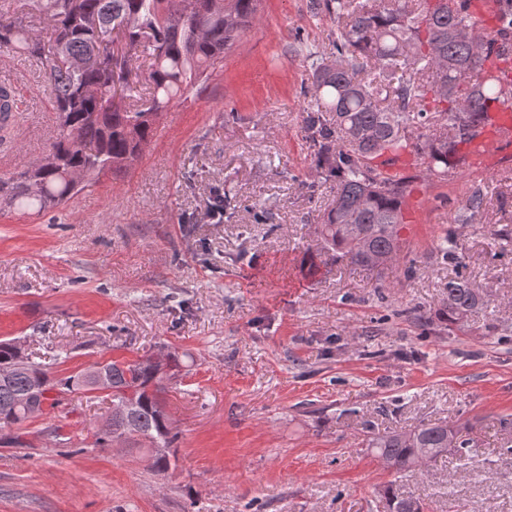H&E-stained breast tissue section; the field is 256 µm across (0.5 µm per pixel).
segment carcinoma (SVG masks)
Segmentation results:
<instances>
[{"label": "carcinoma", "mask_w": 512, "mask_h": 512, "mask_svg": "<svg viewBox=\"0 0 512 512\" xmlns=\"http://www.w3.org/2000/svg\"><path fill=\"white\" fill-rule=\"evenodd\" d=\"M472 0H309L314 14L336 21L328 47L305 48L313 107L305 132L336 198L315 227L310 258L333 254L364 270L400 263L401 224L414 175L395 179L386 167L410 150L419 176L448 181L458 174L450 159L482 124L486 103L512 99V84L498 74L497 50L512 53V0H493L490 18L470 10ZM260 0H28L47 23L43 40L30 36L12 0H0V48L41 62L53 96L58 133L36 165L0 175V200L23 212H43L77 192L69 174L82 171L85 186L104 172L125 173L153 137L159 116L195 86L239 33L259 21ZM146 54L151 92L140 98L133 63ZM487 207L482 188L472 189L451 223L472 224ZM437 255L454 267L439 309L448 325H461L489 301L466 275L467 263L448 232ZM111 375L115 438L167 448L151 455L152 468H171L177 441L160 394L165 376L151 357L105 364ZM39 388L89 393L85 372L57 376L13 342H0V429L29 420L25 396ZM478 437L471 427L422 424L410 431L366 427L362 443L398 473L448 455H469ZM387 512H423L421 500L390 483L382 490Z\"/></svg>", "instance_id": "1"}]
</instances>
